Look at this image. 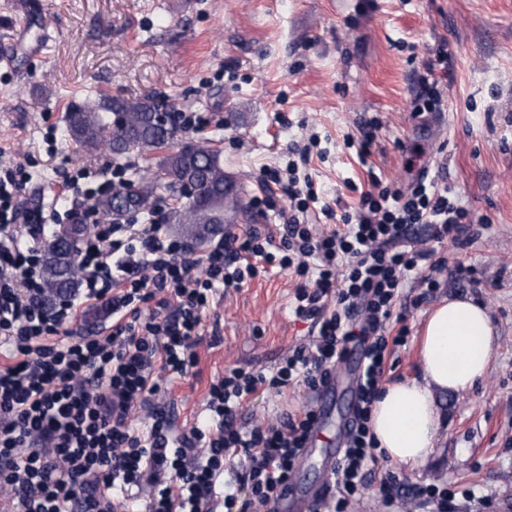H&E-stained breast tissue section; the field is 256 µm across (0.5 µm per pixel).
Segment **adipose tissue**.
<instances>
[{
    "label": "adipose tissue",
    "mask_w": 512,
    "mask_h": 512,
    "mask_svg": "<svg viewBox=\"0 0 512 512\" xmlns=\"http://www.w3.org/2000/svg\"><path fill=\"white\" fill-rule=\"evenodd\" d=\"M494 353L485 308L466 298L437 305L424 325L421 380L388 386L372 404L369 429L377 449L395 463H423L440 428L435 392L468 390L486 375Z\"/></svg>",
    "instance_id": "obj_1"
}]
</instances>
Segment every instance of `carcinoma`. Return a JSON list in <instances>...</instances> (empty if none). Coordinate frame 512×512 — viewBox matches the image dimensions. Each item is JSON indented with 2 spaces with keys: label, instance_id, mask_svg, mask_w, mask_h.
<instances>
[{
  "label": "carcinoma",
  "instance_id": "obj_1",
  "mask_svg": "<svg viewBox=\"0 0 512 512\" xmlns=\"http://www.w3.org/2000/svg\"><path fill=\"white\" fill-rule=\"evenodd\" d=\"M116 113L125 122L122 137L112 128ZM184 133L175 104L149 96L102 95L75 105L67 112L63 128L64 136L89 154L105 150L119 159L135 153L145 161V166L124 182L125 191L111 189L94 200L92 207L98 215L114 220L137 216L148 221L159 194L174 192L179 182L188 180L197 185L198 199L171 208L164 221L177 225L182 237L204 242L224 234V225L215 223V211L224 208V202L235 201V196H226V186L233 178L224 173L220 150L209 142L196 148H174ZM89 233L90 226L85 223L62 225L46 242L35 304L51 307L80 288L78 243Z\"/></svg>",
  "mask_w": 512,
  "mask_h": 512
}]
</instances>
